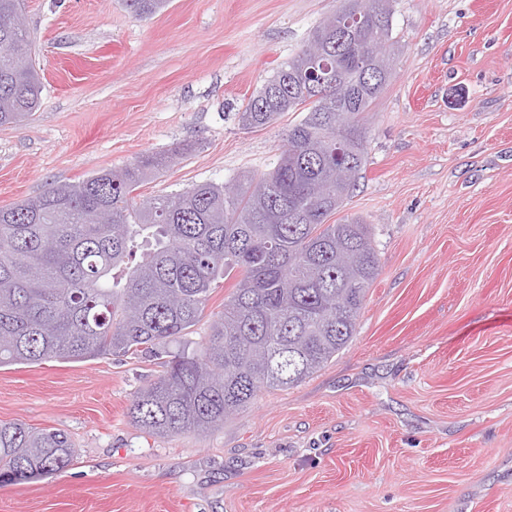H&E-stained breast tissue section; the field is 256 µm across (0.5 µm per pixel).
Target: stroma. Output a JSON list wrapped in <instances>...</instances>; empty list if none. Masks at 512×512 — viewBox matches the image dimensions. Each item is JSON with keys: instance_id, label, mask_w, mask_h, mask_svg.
Wrapping results in <instances>:
<instances>
[{"instance_id": "1", "label": "stroma", "mask_w": 512, "mask_h": 512, "mask_svg": "<svg viewBox=\"0 0 512 512\" xmlns=\"http://www.w3.org/2000/svg\"><path fill=\"white\" fill-rule=\"evenodd\" d=\"M340 0H23L40 107L0 128V207L148 153L141 198L263 173L300 113L250 97ZM394 76L344 212L381 271L356 334L205 434L129 417L162 374L140 352L0 367V421L67 434L72 462L0 486V512H512V0H394ZM227 285L168 351L195 352ZM127 9L141 19H149L160 13L168 0H124Z\"/></svg>"}]
</instances>
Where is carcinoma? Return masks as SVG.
I'll return each instance as SVG.
<instances>
[{
    "instance_id": "cac0c4a2",
    "label": "carcinoma",
    "mask_w": 512,
    "mask_h": 512,
    "mask_svg": "<svg viewBox=\"0 0 512 512\" xmlns=\"http://www.w3.org/2000/svg\"><path fill=\"white\" fill-rule=\"evenodd\" d=\"M141 19L168 0H124ZM357 32L340 54L345 90L296 76L309 48L336 33V15L253 95L240 121L270 124L306 110L269 171L224 186L201 183L137 201L136 191L173 156L152 153L120 169L0 207V366L153 351L194 327L210 291L234 280L200 350L174 353L141 389L131 421L150 436L203 434L263 389H288L356 333L380 271L367 225L335 224L366 161L365 124L392 75V0H360ZM21 0H0V127L26 121L41 83L26 29L12 26ZM347 153L336 156V141ZM74 449L55 429L0 421V484L65 468Z\"/></svg>"
}]
</instances>
